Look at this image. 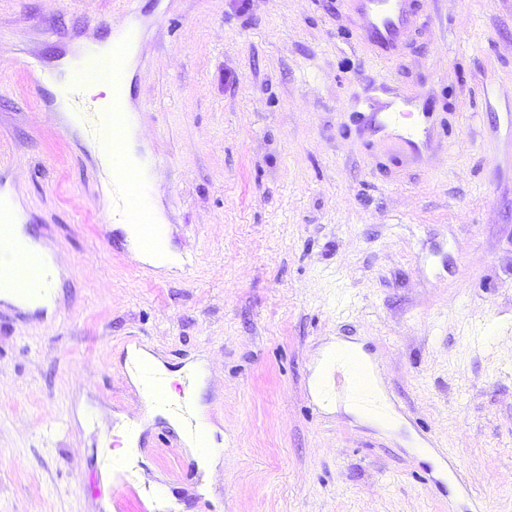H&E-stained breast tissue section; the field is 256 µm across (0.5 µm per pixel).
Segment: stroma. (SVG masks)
I'll return each mask as SVG.
<instances>
[{
	"instance_id": "1",
	"label": "stroma",
	"mask_w": 512,
	"mask_h": 512,
	"mask_svg": "<svg viewBox=\"0 0 512 512\" xmlns=\"http://www.w3.org/2000/svg\"><path fill=\"white\" fill-rule=\"evenodd\" d=\"M151 24L134 143L188 275L137 267L95 197L86 138L62 139L26 82L110 31L127 0H0V173L67 275L51 312L0 307V512H458L410 447L436 435L486 512H512V0H413L391 58L353 0H137ZM446 127L418 153L361 115L382 86ZM170 369L205 363L233 439L210 482L135 398L130 339ZM371 351L412 425L387 433L311 372L342 340ZM140 472L102 484L118 425Z\"/></svg>"
}]
</instances>
